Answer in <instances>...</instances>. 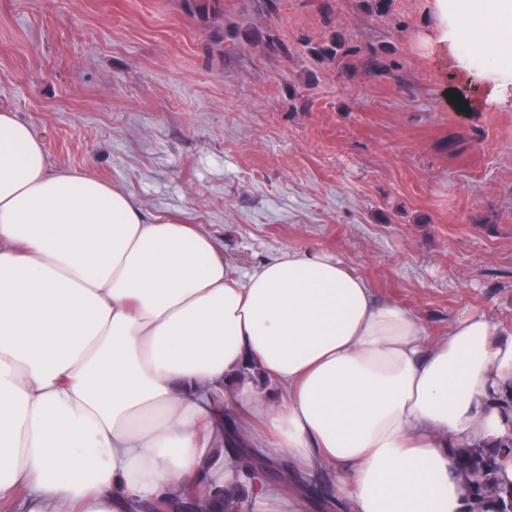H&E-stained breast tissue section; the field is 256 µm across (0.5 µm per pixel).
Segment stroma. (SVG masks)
Here are the masks:
<instances>
[{
  "label": "stroma",
  "mask_w": 512,
  "mask_h": 512,
  "mask_svg": "<svg viewBox=\"0 0 512 512\" xmlns=\"http://www.w3.org/2000/svg\"><path fill=\"white\" fill-rule=\"evenodd\" d=\"M0 0V109L46 134L55 168L123 185L154 220L208 235L242 278L325 249L426 344L483 315L512 333V49L453 37L459 0ZM330 13H323V4ZM268 28L290 53L245 40ZM341 35L397 61L370 78L319 62ZM457 91L466 104L448 97Z\"/></svg>",
  "instance_id": "1"
}]
</instances>
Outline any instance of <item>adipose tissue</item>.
<instances>
[{"label": "adipose tissue", "instance_id": "obj_1", "mask_svg": "<svg viewBox=\"0 0 512 512\" xmlns=\"http://www.w3.org/2000/svg\"><path fill=\"white\" fill-rule=\"evenodd\" d=\"M460 2L512 48V0ZM425 334L319 249L232 277L208 235L54 168L44 133L0 110V498L126 512L204 476L234 488L229 405L239 438L335 471L354 512H465L454 452L512 431V337L483 315ZM247 507L307 501L273 481Z\"/></svg>", "mask_w": 512, "mask_h": 512}]
</instances>
